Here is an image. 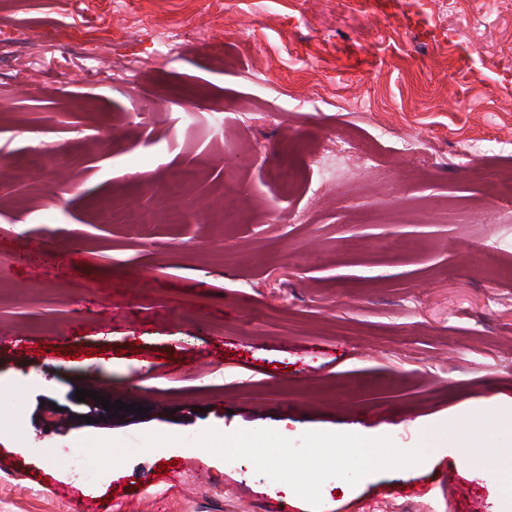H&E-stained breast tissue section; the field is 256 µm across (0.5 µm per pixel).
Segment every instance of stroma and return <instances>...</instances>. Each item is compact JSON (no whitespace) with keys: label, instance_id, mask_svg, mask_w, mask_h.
I'll use <instances>...</instances> for the list:
<instances>
[{"label":"stroma","instance_id":"35a3bbf8","mask_svg":"<svg viewBox=\"0 0 512 512\" xmlns=\"http://www.w3.org/2000/svg\"><path fill=\"white\" fill-rule=\"evenodd\" d=\"M405 2L0 0V512H512L471 442L512 449V0ZM209 428L429 453L315 511ZM86 437L137 452L87 484L62 464Z\"/></svg>","mask_w":512,"mask_h":512}]
</instances>
